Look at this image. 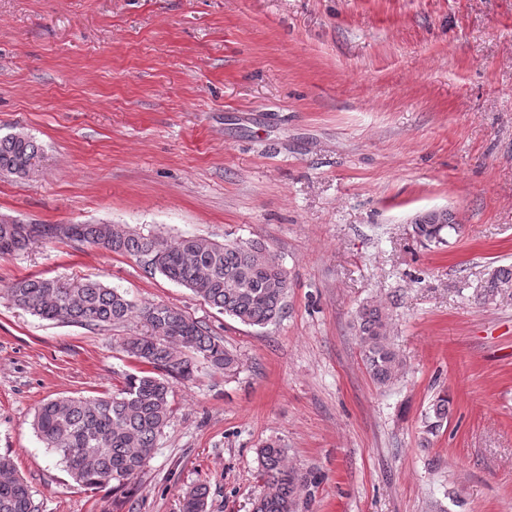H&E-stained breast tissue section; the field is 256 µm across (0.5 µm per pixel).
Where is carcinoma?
<instances>
[{
  "mask_svg": "<svg viewBox=\"0 0 512 512\" xmlns=\"http://www.w3.org/2000/svg\"><path fill=\"white\" fill-rule=\"evenodd\" d=\"M42 149L27 134L0 136V173L25 177L40 165ZM459 225L446 211L420 215L413 231L429 245L448 243ZM72 240L129 256L149 275L159 274L188 288L205 304L241 323L264 328L282 315L288 272L260 241L219 243L182 235L167 239L144 235L119 224H38L0 215V258L30 244ZM0 298L43 319L106 327L135 320L144 332L123 343L126 355L146 369L125 376L120 388L96 398L62 396L44 401L33 429L54 452L73 481L90 489L120 491L135 483L170 418L172 381H190L200 360L226 374L238 370L237 356L213 336L202 321L167 304L139 305L127 294L97 279L62 282L24 277L0 290ZM512 299V265L491 269L474 289L477 304ZM356 338L372 379L385 387L404 368L391 345L387 315L375 301L356 312ZM448 392L440 393L425 416V433L434 435L448 418ZM265 490L253 512H298L318 483L312 472L288 465L275 440L259 450ZM209 487L200 483L186 492L182 512H207ZM0 512H38L29 486L17 475L10 457L0 455Z\"/></svg>",
  "mask_w": 512,
  "mask_h": 512,
  "instance_id": "carcinoma-1",
  "label": "carcinoma"
}]
</instances>
